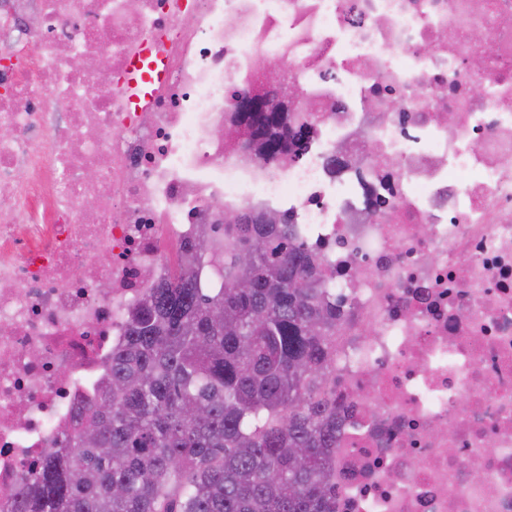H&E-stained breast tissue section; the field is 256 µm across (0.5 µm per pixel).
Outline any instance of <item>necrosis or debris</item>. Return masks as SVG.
<instances>
[{"label": "necrosis or debris", "instance_id": "1", "mask_svg": "<svg viewBox=\"0 0 512 512\" xmlns=\"http://www.w3.org/2000/svg\"><path fill=\"white\" fill-rule=\"evenodd\" d=\"M38 3L31 49L0 47V512L228 213L323 262L336 512H512V0ZM147 45L168 77L133 112ZM285 87L305 151L227 135Z\"/></svg>", "mask_w": 512, "mask_h": 512}]
</instances>
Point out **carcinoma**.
I'll return each mask as SVG.
<instances>
[{"mask_svg":"<svg viewBox=\"0 0 512 512\" xmlns=\"http://www.w3.org/2000/svg\"><path fill=\"white\" fill-rule=\"evenodd\" d=\"M262 151L284 144L256 117ZM290 224L224 220L129 308L100 398L14 512H333L336 306ZM308 281L301 292L289 287ZM295 448L310 450L298 466Z\"/></svg>","mask_w":512,"mask_h":512,"instance_id":"cac0c4a2","label":"carcinoma"}]
</instances>
